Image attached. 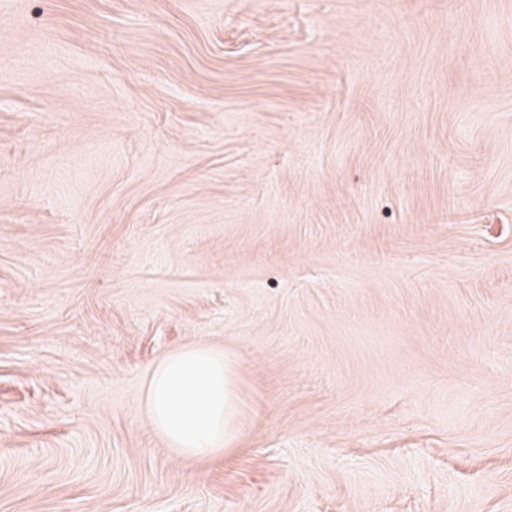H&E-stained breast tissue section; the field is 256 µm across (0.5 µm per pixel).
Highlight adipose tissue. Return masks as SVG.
Listing matches in <instances>:
<instances>
[{
	"label": "adipose tissue",
	"mask_w": 512,
	"mask_h": 512,
	"mask_svg": "<svg viewBox=\"0 0 512 512\" xmlns=\"http://www.w3.org/2000/svg\"><path fill=\"white\" fill-rule=\"evenodd\" d=\"M145 404L153 429L181 456H220L239 438L234 359L206 343L165 354L146 379Z\"/></svg>",
	"instance_id": "adipose-tissue-1"
}]
</instances>
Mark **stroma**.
Listing matches in <instances>:
<instances>
[{
    "label": "stroma",
    "instance_id": "stroma-1",
    "mask_svg": "<svg viewBox=\"0 0 512 512\" xmlns=\"http://www.w3.org/2000/svg\"><path fill=\"white\" fill-rule=\"evenodd\" d=\"M0 512H512V0H0ZM236 367L224 350L191 342L165 354L145 382L153 429L182 457L224 455L239 438Z\"/></svg>",
    "mask_w": 512,
    "mask_h": 512
}]
</instances>
